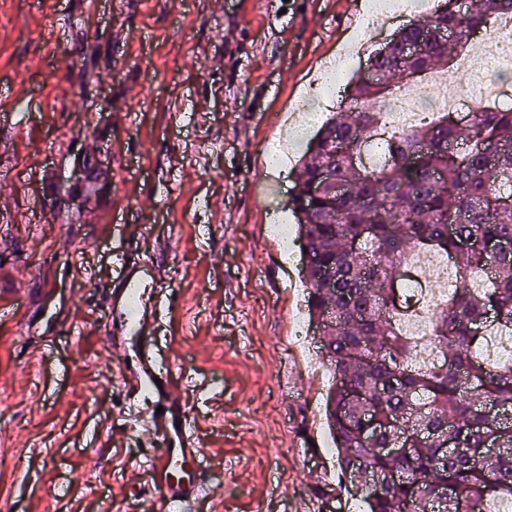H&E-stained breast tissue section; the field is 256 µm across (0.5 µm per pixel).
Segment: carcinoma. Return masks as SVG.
Returning a JSON list of instances; mask_svg holds the SVG:
<instances>
[{
    "instance_id": "carcinoma-1",
    "label": "carcinoma",
    "mask_w": 512,
    "mask_h": 512,
    "mask_svg": "<svg viewBox=\"0 0 512 512\" xmlns=\"http://www.w3.org/2000/svg\"><path fill=\"white\" fill-rule=\"evenodd\" d=\"M504 16L512 18V0L475 9L438 0L430 16L399 30L369 58L378 80L347 85L350 115L321 125L288 201L314 257L304 268L308 308L332 375L326 415L338 467L367 512H492L497 497H512V360L477 357L486 334L512 332V249H488L512 239V108L480 104L461 120L441 111L382 140V166L360 158L398 88L418 87L438 67L457 70L478 30ZM417 40L425 55L401 58L400 45ZM324 167L343 194L311 193ZM423 252L450 258L463 279L486 277L431 311L429 342L440 356L432 367L417 364L420 341L403 329L394 293ZM367 413L385 433L363 432ZM390 445L406 452H376ZM445 480L452 496L440 501Z\"/></svg>"
}]
</instances>
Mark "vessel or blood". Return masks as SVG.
I'll return each mask as SVG.
<instances>
[{"label":"vessel or blood","instance_id":"obj_1","mask_svg":"<svg viewBox=\"0 0 512 512\" xmlns=\"http://www.w3.org/2000/svg\"><path fill=\"white\" fill-rule=\"evenodd\" d=\"M115 300L122 308L123 319L119 324L122 335L144 339L139 366L132 379L163 408L162 413L152 415L149 428L174 441L173 446L160 449L153 458L151 490L143 491L141 485L134 483L130 493L141 503L144 512H186L207 491V472L202 465L204 451L196 445L191 422L170 390L169 369L158 360L152 338L157 317L143 312L139 281L130 276L122 278L115 290Z\"/></svg>","mask_w":512,"mask_h":512}]
</instances>
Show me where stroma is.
Listing matches in <instances>:
<instances>
[{"instance_id":"35a3bbf8","label":"stroma","mask_w":512,"mask_h":512,"mask_svg":"<svg viewBox=\"0 0 512 512\" xmlns=\"http://www.w3.org/2000/svg\"><path fill=\"white\" fill-rule=\"evenodd\" d=\"M360 0H0V512H137L161 438L106 333L112 289L152 283L155 343L212 484L193 512H353L325 424L330 375L293 179L266 171L291 103ZM326 489L317 497L316 489Z\"/></svg>"}]
</instances>
